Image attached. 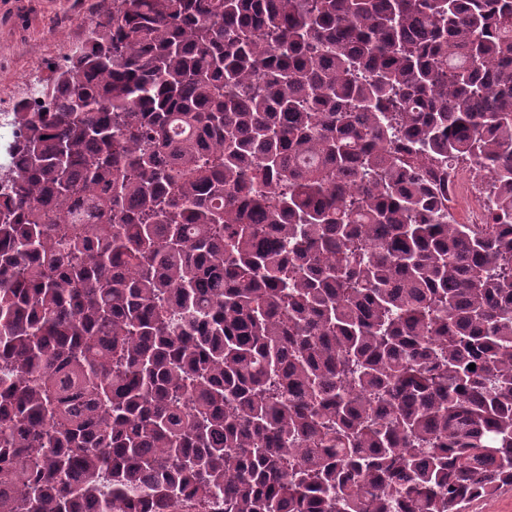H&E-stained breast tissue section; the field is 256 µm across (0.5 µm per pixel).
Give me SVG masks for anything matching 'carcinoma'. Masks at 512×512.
<instances>
[{
  "instance_id": "1",
  "label": "carcinoma",
  "mask_w": 512,
  "mask_h": 512,
  "mask_svg": "<svg viewBox=\"0 0 512 512\" xmlns=\"http://www.w3.org/2000/svg\"><path fill=\"white\" fill-rule=\"evenodd\" d=\"M44 97L0 171V512L512 484V0H100ZM448 172V181L453 188L466 191L469 204L464 194L457 195L453 204L460 216H465L468 205L467 217L461 219L455 212L446 209L448 221L452 224H486L488 214L492 208V201L484 190V176L474 164H448L444 165Z\"/></svg>"
}]
</instances>
